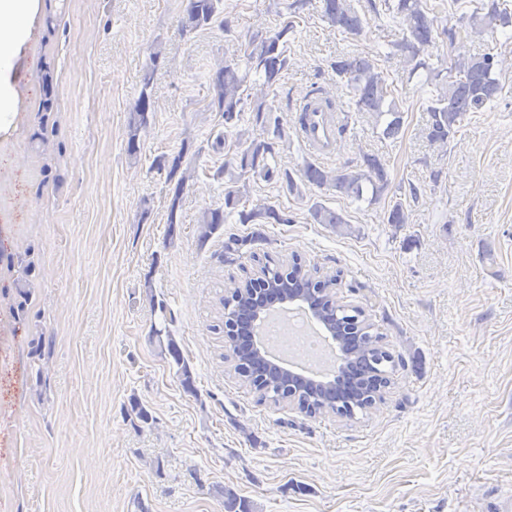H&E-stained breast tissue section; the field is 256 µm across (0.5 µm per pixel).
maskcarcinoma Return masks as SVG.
<instances>
[{
  "label": "carcinoma",
  "instance_id": "1",
  "mask_svg": "<svg viewBox=\"0 0 512 512\" xmlns=\"http://www.w3.org/2000/svg\"><path fill=\"white\" fill-rule=\"evenodd\" d=\"M355 0H322L321 17L337 31L354 36L361 35L369 25V15H378L385 11L399 20L406 36L395 47L403 56L404 70L408 78L425 76V82L432 85L435 94L426 108L428 114V139L442 148L448 145V139L455 133V127L461 123L468 112H476L501 94L503 85L497 77L499 55L491 50L478 53L467 59L457 61L449 68H435L419 58L420 46L446 38L449 43L465 35L480 36L496 28L512 26V0H490L482 5L483 15L473 12L462 15L457 28H439L437 17L429 16L423 0H366L359 10ZM224 12V0H189L184 9L182 30L193 32L212 25ZM294 30L290 22L282 25L271 34L255 35L238 43L233 53L224 59L211 75L213 105L216 111L224 115V136L217 144L226 151L224 167L218 174L231 184L224 193V207H207L200 212L199 239L206 242L219 227L224 224L227 214L240 205L247 196L249 182L261 178L271 181L275 178L285 180L288 192L302 195L301 185L330 187L353 200L375 201L389 187L388 172L385 163L375 154L364 155V168L353 170L348 165L336 169H326L312 163L306 164L300 180H295L288 172L280 173L271 164L275 157L276 141L284 139V130L279 120L272 118L276 112L270 91L279 83L284 72L288 71V35ZM161 45H156L150 54V66L143 79V86L130 109L127 152L131 156L139 152V132L148 124L149 114L155 111L152 93V76L163 58ZM336 76L346 82L352 98L349 104L357 112H366L376 122H384L383 137H396L403 126V111L394 96L383 72L378 70L375 60L367 56L342 58L331 64ZM316 100L335 107L333 99L325 88L318 86L310 91L302 106L300 124H306L309 109ZM261 126L271 135L265 140L252 139L243 125ZM185 153L173 157L169 177H178L168 214L169 231H174L176 211L187 183L194 180L195 168L183 165ZM310 214L316 224H328L338 228L345 223L344 217L336 211L316 203L311 206ZM265 217L275 222H290L281 219L280 212L272 206L250 212L240 211L241 222L249 223L257 217ZM167 352L178 367L183 387L193 390V381L188 365L173 339H168ZM361 352L367 356L368 376L356 381L359 391L356 404L368 403L364 398L371 384L380 380L387 381L396 366L394 356L386 349L383 335L376 332L365 336L361 342Z\"/></svg>",
  "mask_w": 512,
  "mask_h": 512
}]
</instances>
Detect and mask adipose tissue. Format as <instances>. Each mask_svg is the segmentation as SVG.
Returning <instances> with one entry per match:
<instances>
[{"label": "adipose tissue", "mask_w": 512, "mask_h": 512, "mask_svg": "<svg viewBox=\"0 0 512 512\" xmlns=\"http://www.w3.org/2000/svg\"><path fill=\"white\" fill-rule=\"evenodd\" d=\"M40 0H0V134L16 126L21 92L16 72L35 39Z\"/></svg>", "instance_id": "obj_1"}]
</instances>
